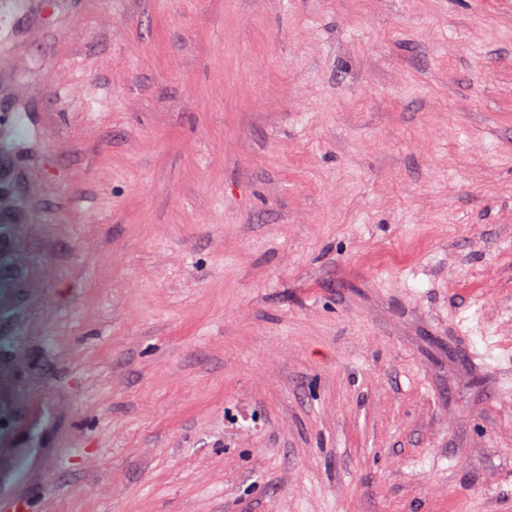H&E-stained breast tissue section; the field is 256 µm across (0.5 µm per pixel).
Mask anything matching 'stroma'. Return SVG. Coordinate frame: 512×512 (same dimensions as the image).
Masks as SVG:
<instances>
[{"mask_svg":"<svg viewBox=\"0 0 512 512\" xmlns=\"http://www.w3.org/2000/svg\"><path fill=\"white\" fill-rule=\"evenodd\" d=\"M1 286L0 503L512 512V0H21Z\"/></svg>","mask_w":512,"mask_h":512,"instance_id":"stroma-1","label":"stroma"}]
</instances>
